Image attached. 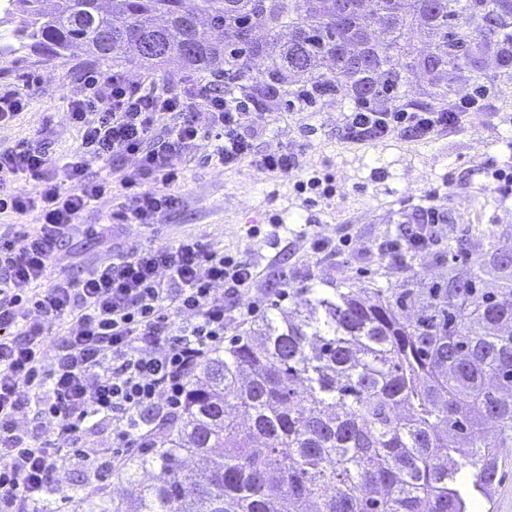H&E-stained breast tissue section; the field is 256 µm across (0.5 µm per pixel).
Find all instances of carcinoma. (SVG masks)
I'll list each match as a JSON object with an SVG mask.
<instances>
[{
  "label": "carcinoma",
  "instance_id": "cac0c4a2",
  "mask_svg": "<svg viewBox=\"0 0 512 512\" xmlns=\"http://www.w3.org/2000/svg\"><path fill=\"white\" fill-rule=\"evenodd\" d=\"M259 2L267 35L247 41ZM358 2L338 15L336 0H0V60L79 51L232 70L245 89L278 82L316 104L347 87L371 109L450 112L441 77L467 66L448 53L460 40L495 48L512 83V0ZM125 30L158 51L111 49ZM342 43L364 61L322 72ZM419 72L428 89L413 98ZM488 252L448 250L462 265L442 281L293 291L200 364L178 418L114 470L137 494L97 512H473L512 448V245Z\"/></svg>",
  "mask_w": 512,
  "mask_h": 512
}]
</instances>
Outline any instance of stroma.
<instances>
[{"label": "stroma", "mask_w": 512, "mask_h": 512, "mask_svg": "<svg viewBox=\"0 0 512 512\" xmlns=\"http://www.w3.org/2000/svg\"><path fill=\"white\" fill-rule=\"evenodd\" d=\"M92 63L102 70H124L142 84H164L172 77L171 72L147 70L129 61L96 62L86 55H31L15 63L0 62V94L22 89L29 77L39 79L27 110L11 127L0 130V141L44 140L54 154L75 151L81 137L67 112L70 101L81 95L79 67ZM351 106L350 93L344 90L314 112L280 108L256 140L262 150L290 140L305 144V167L328 174L336 187L330 199L312 206L295 190V176L246 166L206 167L195 157L184 166V203L178 210L164 215L151 230L135 225L113 228L108 216L122 200L120 193H113L85 211L81 228L54 261L53 275L76 280L130 247L173 244L195 236L240 253L257 267L259 276L246 299L259 302L265 311L275 303L290 306L291 297L281 294L285 286L392 287L398 283L396 276L368 247L405 230L416 206L436 187L449 219L439 229V245L413 260L418 278L428 282L448 276L449 246L462 243L471 256L482 255L486 238L475 232V225L512 239V199L498 197L485 175L488 160L512 161V85L501 87L491 111L470 114L462 126L426 143L400 137L361 146L343 143L337 130ZM275 219L280 222L276 231L271 228ZM92 225L98 226V233H89ZM310 232L342 236L350 244L339 257H322L308 246Z\"/></svg>", "instance_id": "35a3bbf8"}]
</instances>
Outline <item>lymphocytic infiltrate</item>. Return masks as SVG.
Listing matches in <instances>:
<instances>
[{
    "label": "lymphocytic infiltrate",
    "instance_id": "f902f5d3",
    "mask_svg": "<svg viewBox=\"0 0 512 512\" xmlns=\"http://www.w3.org/2000/svg\"><path fill=\"white\" fill-rule=\"evenodd\" d=\"M80 79L85 94L69 107L78 151L58 156L25 141L0 142V215L38 219L0 233V512H36L56 494L74 448L94 465L90 493L102 492L114 449L141 450L146 435L178 417L188 381L223 349L231 322L260 310L243 302L254 265L193 237L132 248L76 281L51 279L58 251L92 203L120 187L112 220L154 228L182 204L183 162L204 136L212 145L203 164L296 175L297 191L315 203L336 192L326 175L303 171V143L257 150L263 114L232 72L188 76L176 89L91 65ZM452 105L449 112L357 108L346 113L339 137L352 145L395 136L429 141L479 109L471 94ZM93 167L98 175H90ZM437 198L430 193L419 206L424 223L374 244L392 273L403 274L437 243L444 221ZM178 313L185 321H175ZM49 418L58 422L57 437L44 432ZM102 426L111 428L114 448L96 444Z\"/></svg>",
    "mask_w": 512,
    "mask_h": 512
}]
</instances>
